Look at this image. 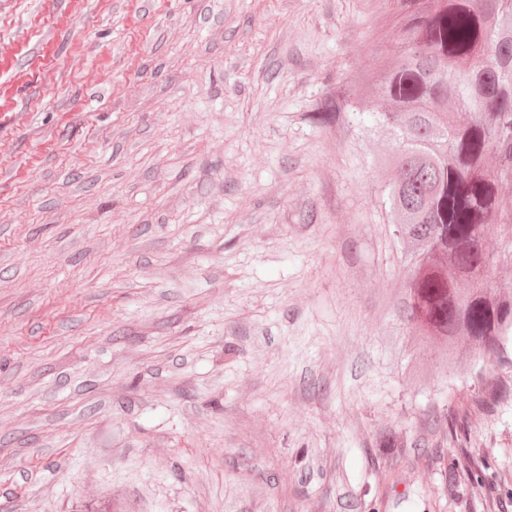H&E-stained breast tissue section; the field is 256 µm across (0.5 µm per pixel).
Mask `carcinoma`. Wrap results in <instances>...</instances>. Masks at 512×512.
I'll list each match as a JSON object with an SVG mask.
<instances>
[{"instance_id":"obj_1","label":"carcinoma","mask_w":512,"mask_h":512,"mask_svg":"<svg viewBox=\"0 0 512 512\" xmlns=\"http://www.w3.org/2000/svg\"><path fill=\"white\" fill-rule=\"evenodd\" d=\"M400 50L362 82H337L315 112L355 140L388 137L379 220L401 246L397 328L509 362L512 243L492 257L488 225L512 224V0H393ZM373 88L385 106L363 108Z\"/></svg>"}]
</instances>
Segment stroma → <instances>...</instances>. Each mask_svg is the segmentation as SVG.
Returning <instances> with one entry per match:
<instances>
[{"instance_id": "obj_1", "label": "stroma", "mask_w": 512, "mask_h": 512, "mask_svg": "<svg viewBox=\"0 0 512 512\" xmlns=\"http://www.w3.org/2000/svg\"><path fill=\"white\" fill-rule=\"evenodd\" d=\"M391 13L0 0V512H512V394L428 421L512 364L387 354L384 181L308 118Z\"/></svg>"}]
</instances>
